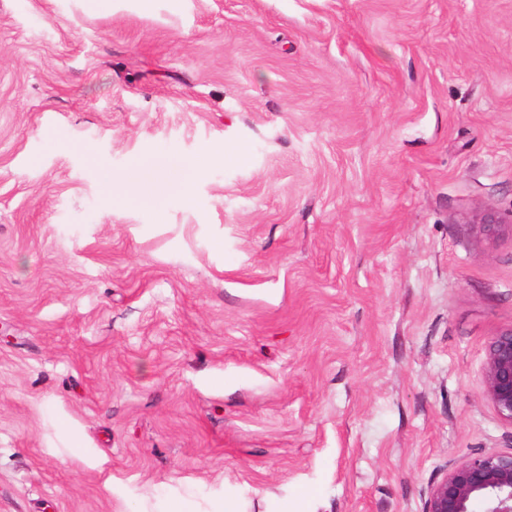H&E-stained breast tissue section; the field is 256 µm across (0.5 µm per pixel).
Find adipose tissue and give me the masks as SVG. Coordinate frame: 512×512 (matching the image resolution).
Here are the masks:
<instances>
[{
  "instance_id": "1",
  "label": "adipose tissue",
  "mask_w": 512,
  "mask_h": 512,
  "mask_svg": "<svg viewBox=\"0 0 512 512\" xmlns=\"http://www.w3.org/2000/svg\"><path fill=\"white\" fill-rule=\"evenodd\" d=\"M217 158V152L207 145L201 147L195 157L174 167L145 154L134 158L129 175H115L106 170L102 179L111 200L118 203L158 209L174 194L183 205L190 206L195 202L193 183L206 175Z\"/></svg>"
}]
</instances>
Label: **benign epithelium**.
Returning <instances> with one entry per match:
<instances>
[{
  "mask_svg": "<svg viewBox=\"0 0 512 512\" xmlns=\"http://www.w3.org/2000/svg\"><path fill=\"white\" fill-rule=\"evenodd\" d=\"M475 223L488 238L499 234L503 220L491 208ZM484 395L500 418L512 425V324L501 328L486 346ZM512 512V452L469 457L446 470L434 483L423 512Z\"/></svg>",
  "mask_w": 512,
  "mask_h": 512,
  "instance_id": "7a95c632",
  "label": "benign epithelium"
}]
</instances>
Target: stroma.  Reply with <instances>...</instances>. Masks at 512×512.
Instances as JSON below:
<instances>
[{
	"label": "stroma",
	"mask_w": 512,
	"mask_h": 512,
	"mask_svg": "<svg viewBox=\"0 0 512 512\" xmlns=\"http://www.w3.org/2000/svg\"><path fill=\"white\" fill-rule=\"evenodd\" d=\"M488 207L512 0H0V512H422L512 450ZM224 159L210 146H202L195 157L181 161L177 167H169L155 156L145 154L134 158L130 171L136 185L124 175L103 170L102 179L107 186L112 202L129 206L163 207L167 198L178 191L179 201L186 206L195 202L192 183L202 179L210 165ZM484 395L500 418L512 425V324L501 328L486 346Z\"/></svg>",
	"instance_id": "35a3bbf8"
}]
</instances>
